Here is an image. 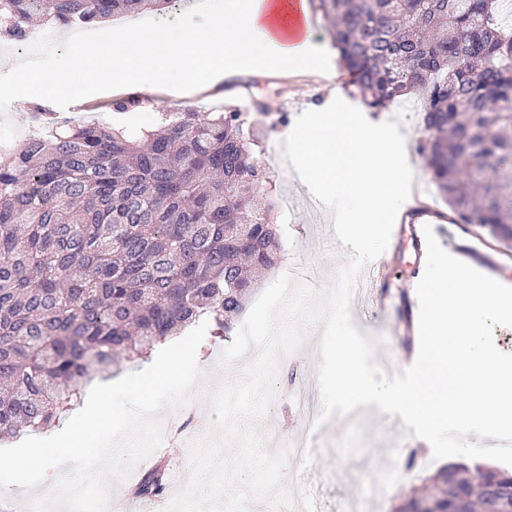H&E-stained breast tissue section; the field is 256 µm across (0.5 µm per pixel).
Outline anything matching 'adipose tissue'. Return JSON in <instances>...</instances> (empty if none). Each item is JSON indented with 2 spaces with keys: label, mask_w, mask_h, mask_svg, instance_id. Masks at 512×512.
I'll return each mask as SVG.
<instances>
[{
  "label": "adipose tissue",
  "mask_w": 512,
  "mask_h": 512,
  "mask_svg": "<svg viewBox=\"0 0 512 512\" xmlns=\"http://www.w3.org/2000/svg\"><path fill=\"white\" fill-rule=\"evenodd\" d=\"M223 21L211 23L205 35L185 30L172 33L148 24L126 29H103L92 44L69 40L76 68L64 77H47L19 60L13 71L19 79L22 102L46 100L60 94L80 98L98 86L122 87L135 80L153 86L211 85L234 69V58L250 57L270 64L328 65L326 50L312 24L294 39L288 0H232ZM133 57L119 55L120 47Z\"/></svg>",
  "instance_id": "adipose-tissue-1"
}]
</instances>
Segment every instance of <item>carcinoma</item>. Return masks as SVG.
Here are the masks:
<instances>
[{
    "label": "carcinoma",
    "mask_w": 512,
    "mask_h": 512,
    "mask_svg": "<svg viewBox=\"0 0 512 512\" xmlns=\"http://www.w3.org/2000/svg\"><path fill=\"white\" fill-rule=\"evenodd\" d=\"M171 0H0V36L35 21L161 10ZM352 86L381 110L425 95L426 166L465 223L512 231V26L500 0H319ZM236 110L163 112L148 128L60 123L0 151V443L59 425L93 374L209 319L233 332L254 274L280 258L263 172ZM159 458L132 487L166 492ZM512 512V477L444 468L408 496Z\"/></svg>",
    "instance_id": "1"
}]
</instances>
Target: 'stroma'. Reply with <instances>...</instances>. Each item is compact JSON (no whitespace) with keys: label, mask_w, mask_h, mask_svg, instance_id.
Instances as JSON below:
<instances>
[{"label":"stroma","mask_w":512,"mask_h":512,"mask_svg":"<svg viewBox=\"0 0 512 512\" xmlns=\"http://www.w3.org/2000/svg\"><path fill=\"white\" fill-rule=\"evenodd\" d=\"M331 64L330 74L298 77L292 75L290 67L271 72L265 63L252 60L240 66L238 74L219 87L178 97L140 90L141 107L125 114L118 113L115 108L119 94L103 88L89 90L79 100L66 95L56 96L51 107L59 114L82 119L95 115L107 120L120 117L137 127L152 124L159 113L170 111L175 102L202 112L228 106L239 109L245 129L257 135L255 155L266 172L264 190L275 206L271 219L285 228L281 266L262 278L257 288L265 290L281 276L282 266L300 263L311 270V284L321 291L334 282L340 269L347 264L349 254L339 241L324 238L325 227L332 223V212L311 195L308 187L291 179L290 166L275 140L282 132L292 130L302 112L324 107L333 88H341L351 103L361 104L358 92L344 80L346 70L340 59H332ZM27 112V107L22 106L15 95V74L7 64L6 55L0 53V137L12 146L24 142ZM399 130L405 136L406 155L415 176L421 181H429L430 173L422 151L427 134L423 130L421 113L407 116ZM476 237L487 242L488 254L496 264L498 277L504 285L512 287V241H498L488 232L469 226L465 231L457 232V248H465ZM382 259L389 268V299L376 297L378 283L368 279L364 282V295L352 298L350 311L358 330L377 340L375 359L388 371L393 365L402 363L409 347L404 329L405 316L419 314L416 285L424 273L425 259L415 246L412 225L394 227ZM321 335V325H313L301 348L281 359L273 399L267 413L256 422L267 453L286 450L305 438L306 425L298 408L303 397L310 393L309 383L316 380ZM227 345V340L205 336L197 358L210 378L191 392L184 406L167 415L169 425L203 437L213 436L215 416L209 396L221 382L242 375L241 364L237 361L225 369H218L217 364ZM166 453L165 499H133L128 494L141 474L153 465L154 460L149 457L137 462L123 482L114 484L115 501H129L135 512H165L166 498L174 497L179 490V470L190 466L186 449L174 445L167 448ZM391 455L398 458V471L393 476L386 468V459ZM441 465V460L433 459L428 442L395 431L389 415L368 406L357 408L346 417L332 418L323 425L316 438L310 440L308 462L303 465L289 462L284 483L292 485L296 474H303L317 490L315 501L321 512H337L339 507L352 501L361 505L362 512H391L396 500L410 487L421 485L424 478L431 476Z\"/></svg>","instance_id":"35a3bbf8"}]
</instances>
